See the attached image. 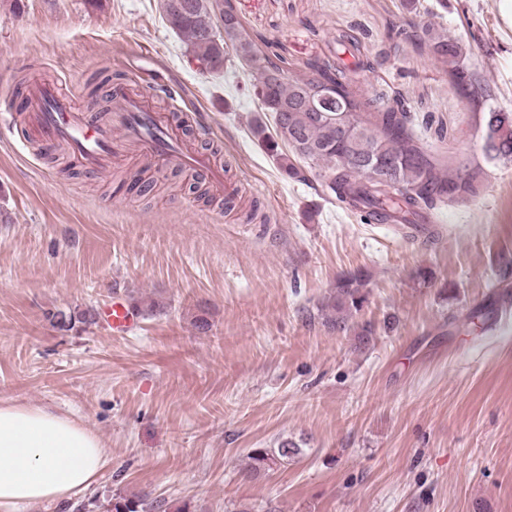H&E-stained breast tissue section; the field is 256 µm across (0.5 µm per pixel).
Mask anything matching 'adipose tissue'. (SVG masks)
I'll return each mask as SVG.
<instances>
[{"mask_svg":"<svg viewBox=\"0 0 512 512\" xmlns=\"http://www.w3.org/2000/svg\"><path fill=\"white\" fill-rule=\"evenodd\" d=\"M111 463L97 434L69 417L0 403V512L68 501L93 487Z\"/></svg>","mask_w":512,"mask_h":512,"instance_id":"adipose-tissue-1","label":"adipose tissue"}]
</instances>
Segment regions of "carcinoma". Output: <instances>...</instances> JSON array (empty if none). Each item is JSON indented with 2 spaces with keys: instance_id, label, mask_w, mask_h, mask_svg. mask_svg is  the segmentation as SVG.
<instances>
[{
  "instance_id": "carcinoma-1",
  "label": "carcinoma",
  "mask_w": 512,
  "mask_h": 512,
  "mask_svg": "<svg viewBox=\"0 0 512 512\" xmlns=\"http://www.w3.org/2000/svg\"><path fill=\"white\" fill-rule=\"evenodd\" d=\"M186 9L173 10L162 0L165 18L183 39L188 58L209 73L223 71L235 56L255 74L253 94L261 111L274 119V134L258 123L253 131L259 141L274 153L282 173L292 180L306 179L304 170L290 160L294 155L322 169L325 186L336 199L363 214L366 222L389 219L415 229L414 218H431L435 210L473 199L482 184L480 170L467 166L442 173L419 147L410 128V113L401 105L385 104V94L360 100L346 81L345 64L324 62L311 65L307 77L291 76L288 60L277 52L264 53L245 32L232 11L224 10L222 0H182ZM224 21V38L215 41L206 35L218 20ZM428 46L441 66L463 89L476 85L474 73L465 64L467 53L456 39L422 28ZM282 71L279 78L272 72ZM501 113L484 115L485 150L492 160L512 161V131L497 129ZM359 131V141L351 150L338 139V121ZM382 159L391 162L388 181L369 177L365 162ZM367 276L359 272L336 281L335 295L322 303L318 312L328 328L350 329L352 311L364 298ZM300 452L285 440L273 450L260 448L251 455V471L258 474L288 462ZM141 500L118 496L112 512H139Z\"/></svg>"
}]
</instances>
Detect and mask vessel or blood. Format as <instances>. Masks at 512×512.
Masks as SVG:
<instances>
[{"mask_svg": "<svg viewBox=\"0 0 512 512\" xmlns=\"http://www.w3.org/2000/svg\"><path fill=\"white\" fill-rule=\"evenodd\" d=\"M34 130L47 144L67 142L86 169L109 171L114 157L128 147H138L145 155L173 162L223 186V167L211 155L188 153L156 112L132 95L114 97L108 122L79 112L71 96L55 85L43 83L30 89ZM113 332L127 333L134 325V312L124 302L113 301L106 311Z\"/></svg>", "mask_w": 512, "mask_h": 512, "instance_id": "b4317fda", "label": "vessel or blood"}]
</instances>
